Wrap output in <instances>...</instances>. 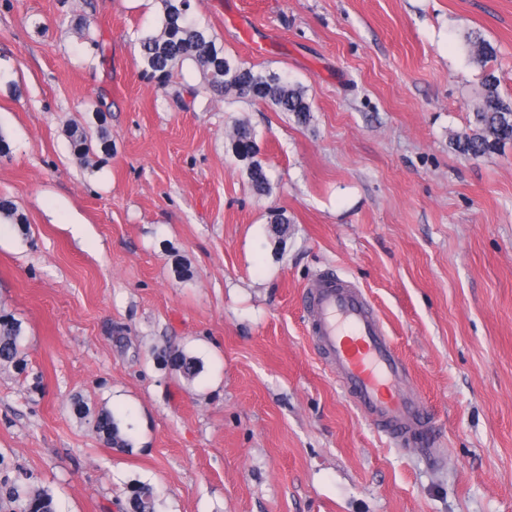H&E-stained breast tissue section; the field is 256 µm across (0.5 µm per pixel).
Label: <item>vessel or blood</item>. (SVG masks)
Returning a JSON list of instances; mask_svg holds the SVG:
<instances>
[{
    "instance_id": "obj_1",
    "label": "vessel or blood",
    "mask_w": 512,
    "mask_h": 512,
    "mask_svg": "<svg viewBox=\"0 0 512 512\" xmlns=\"http://www.w3.org/2000/svg\"><path fill=\"white\" fill-rule=\"evenodd\" d=\"M310 333L364 417L388 439L422 441L429 421L405 361L352 282L320 278L304 297Z\"/></svg>"
}]
</instances>
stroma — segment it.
Instances as JSON below:
<instances>
[{
	"label": "stroma",
	"mask_w": 512,
	"mask_h": 512,
	"mask_svg": "<svg viewBox=\"0 0 512 512\" xmlns=\"http://www.w3.org/2000/svg\"><path fill=\"white\" fill-rule=\"evenodd\" d=\"M191 10L227 52L302 85L312 122L198 91L190 64L159 88L133 44L156 0H0V196L29 224L0 222V308L27 363L0 366V462L56 512H122L135 482L157 512H512V141L478 158L453 145L483 76L466 33L512 96V0ZM237 120L270 195L226 149ZM74 123L105 124L111 153L74 155ZM324 272L367 293L432 446L389 441L337 385L302 304ZM77 397L130 423L132 447L98 440ZM465 42L470 49L472 58L478 63L487 62L495 54L494 47L477 32L468 33L465 36ZM160 356L187 380L195 379L203 369L202 362L198 358L180 350L165 349Z\"/></svg>",
	"instance_id": "1"
}]
</instances>
